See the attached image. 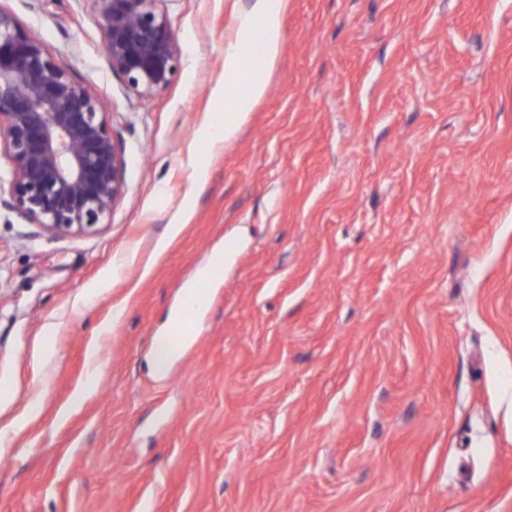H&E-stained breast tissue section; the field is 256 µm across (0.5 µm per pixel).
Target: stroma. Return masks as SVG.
Listing matches in <instances>:
<instances>
[{"instance_id":"1","label":"stroma","mask_w":512,"mask_h":512,"mask_svg":"<svg viewBox=\"0 0 512 512\" xmlns=\"http://www.w3.org/2000/svg\"><path fill=\"white\" fill-rule=\"evenodd\" d=\"M248 4L165 0L181 65L144 100L98 0H0L126 161L97 232L0 212V512H512V0H285L265 92L213 150ZM100 351L99 346L97 344V340L94 339L89 344L88 350H87V359L89 362V365L91 367V371L84 383H82L75 391L74 399L72 404L70 405L71 409H74L76 406L81 405L89 396L92 395L94 390L97 388L96 383V375L97 371L99 369V359H100ZM70 407L62 409L58 417L59 418H65L70 412Z\"/></svg>"}]
</instances>
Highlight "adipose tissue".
Wrapping results in <instances>:
<instances>
[{
  "mask_svg": "<svg viewBox=\"0 0 512 512\" xmlns=\"http://www.w3.org/2000/svg\"><path fill=\"white\" fill-rule=\"evenodd\" d=\"M284 0H250L236 17L233 30L224 43V95L233 101L234 112L225 118H212L200 132L212 147L231 141L246 112L264 92L262 77L248 66L254 48H262L265 58H273L281 39Z\"/></svg>",
  "mask_w": 512,
  "mask_h": 512,
  "instance_id": "1",
  "label": "adipose tissue"
}]
</instances>
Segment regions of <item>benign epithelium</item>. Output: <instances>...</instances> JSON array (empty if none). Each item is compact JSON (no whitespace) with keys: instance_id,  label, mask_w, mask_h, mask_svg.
Returning <instances> with one entry per match:
<instances>
[{"instance_id":"benign-epithelium-1","label":"benign epithelium","mask_w":512,"mask_h":512,"mask_svg":"<svg viewBox=\"0 0 512 512\" xmlns=\"http://www.w3.org/2000/svg\"><path fill=\"white\" fill-rule=\"evenodd\" d=\"M103 53L143 99L176 75L180 47L163 0H100ZM11 166L0 209L52 237L110 222L125 195V157L104 102L43 39L0 8V155Z\"/></svg>"}]
</instances>
